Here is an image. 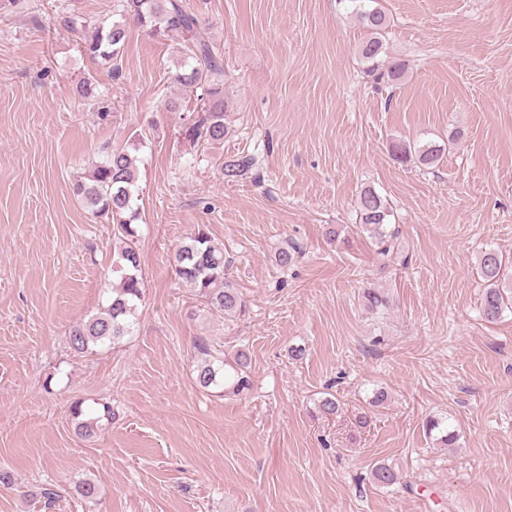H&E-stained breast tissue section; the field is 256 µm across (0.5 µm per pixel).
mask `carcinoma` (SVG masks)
<instances>
[{"label": "carcinoma", "instance_id": "1", "mask_svg": "<svg viewBox=\"0 0 512 512\" xmlns=\"http://www.w3.org/2000/svg\"><path fill=\"white\" fill-rule=\"evenodd\" d=\"M353 12L367 31V37L358 49L367 70L374 72L384 66L387 46L382 34L389 19L378 7L365 6L364 0H349ZM113 10L136 22L154 37L178 33L188 38L187 56L177 82L185 90L197 96L199 107L196 116L183 125L182 135L193 142L219 144L224 141V58L219 48L195 37L198 26L196 15L190 12L182 0H115ZM127 38L125 24L103 22L93 24L92 34L79 44L80 52L89 60L119 74V62ZM443 149L430 143L423 148L409 144L393 146L394 157L400 161L413 158L423 165L439 161ZM137 157L127 148L114 149L97 164L89 174L77 181L74 193L96 217H105L119 224L123 237H135L132 227L139 218L136 206L138 168ZM258 158L253 154L228 157L221 163L224 179L233 182L257 168ZM360 226L370 233L381 259L391 257L395 250L398 230L391 228L393 209L387 199L372 188L364 189L357 204ZM172 263L176 275L190 285L195 295L208 307L220 310L227 316L243 315L247 311L246 300L227 277L231 264L224 254V244L216 242L204 230L183 241L173 252ZM508 262L496 250L482 252L478 267L485 288L480 298V309L488 322L497 321L507 306H512V286L506 287ZM113 272L119 274L118 287L112 289L107 305L87 321L76 325L70 332L69 345L81 354H95L98 349L113 344L133 333L136 302L143 295L141 256L135 245L123 246L113 263ZM196 380L203 388L217 387L224 395L237 396L250 388V359L243 350L224 354L205 341L196 345ZM71 414L77 419L76 431L84 437L95 434L106 423L112 422V406L107 402L85 412L82 403L72 406ZM428 432L438 431V441L451 447L458 434L450 426L431 418L426 421ZM376 485L390 487L400 482V472L395 467L380 462L371 469Z\"/></svg>", "mask_w": 512, "mask_h": 512}]
</instances>
